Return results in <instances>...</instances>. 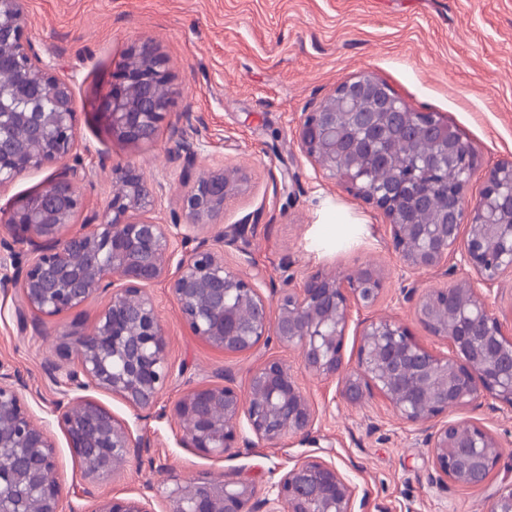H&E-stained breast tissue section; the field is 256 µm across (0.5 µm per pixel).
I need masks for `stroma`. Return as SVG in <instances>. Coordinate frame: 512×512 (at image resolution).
<instances>
[{"instance_id":"obj_1","label":"stroma","mask_w":512,"mask_h":512,"mask_svg":"<svg viewBox=\"0 0 512 512\" xmlns=\"http://www.w3.org/2000/svg\"><path fill=\"white\" fill-rule=\"evenodd\" d=\"M27 37L35 51L72 88L79 152L89 170L78 185L82 219L112 199L116 165H135L150 186H163L159 218L179 209V194L203 172L221 166L246 170V190L226 200L211 234L242 218L254 234L227 250L244 274L262 270L265 297L276 306L284 278L302 285L325 269L366 265L387 274L372 318L407 325L423 343L434 339L402 298L405 281L433 288V271H409L392 249L387 219L338 180L319 175L302 156L298 126L335 88L367 73L418 112H436L475 149L476 174L467 197L477 196L484 172L512 158V0H28ZM153 42L166 57L175 101L155 142L135 148L113 138L99 119L100 98L134 43ZM198 120L193 165L170 160L174 131L186 115ZM166 332L173 378L148 415H135L111 395L95 399L126 420L148 447L141 459L99 481V494L146 486L171 489L195 477L249 480L270 493L285 467L312 456L337 468L369 493L368 512H487L496 491L512 486V414L493 411L489 397L450 412L491 429L504 445L485 485L436 486L426 448L381 398L349 404L336 381L298 369L319 408L315 443L287 439L257 443L216 458L182 447L172 408L191 386L232 375L248 388L251 371L277 354L275 343L238 354L211 348L183 330L165 284L152 287ZM19 293L0 294V363L23 374L24 396L38 421H50L54 389L43 365L57 359L60 334L74 322L91 324L103 306L96 298L50 323L43 335L21 334L14 309Z\"/></svg>"}]
</instances>
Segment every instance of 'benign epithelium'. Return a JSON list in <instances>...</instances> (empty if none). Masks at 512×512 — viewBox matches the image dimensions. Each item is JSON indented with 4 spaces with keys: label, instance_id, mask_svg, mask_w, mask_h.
<instances>
[{
    "label": "benign epithelium",
    "instance_id": "7a95c632",
    "mask_svg": "<svg viewBox=\"0 0 512 512\" xmlns=\"http://www.w3.org/2000/svg\"><path fill=\"white\" fill-rule=\"evenodd\" d=\"M25 0H0V73L14 78L18 97L34 91L54 102L50 112H1L0 126L15 132L0 141V189L23 173L56 166L45 186L9 203L8 234H0V258L11 272L0 291L21 294L15 309L22 331L43 334L45 321L70 313L90 299L109 295L93 326L71 324L60 337L61 362L46 375L57 397L50 415L85 478L95 483L124 470L149 444L89 390L120 399L137 414L153 410L172 378L167 339L150 288L165 282L182 328L226 354L273 340L298 353L300 365L339 384L343 397L360 403L383 399L397 419L422 436L432 458L431 481L475 487L486 482L503 452L498 436L448 411L486 394L493 410L512 414V325L491 312L489 286L512 276V159L485 171L474 203L465 188L476 166L474 150L447 119L416 112L384 83L361 76L335 90L299 123L302 154L317 170L336 177L354 194L381 210L389 221L393 250L407 270L448 275V257L471 274L419 292L402 289L418 321L445 350L418 340L399 322H359L356 363L344 360L343 344L353 312L369 310L382 296L385 274L360 266L338 275L316 273L299 288L279 289L276 311L261 291L265 275L244 276L224 259V246L254 232L245 218L226 233L208 235L224 216V200L239 194L247 176L219 167L200 175L181 192L171 222L155 216L157 192L132 166L112 168L117 186L107 208L73 227L84 202L77 185L85 174L77 153V115L70 85L58 78L26 36ZM174 100L166 59L153 44L133 45L99 116L112 136L133 146L154 142ZM395 125L406 135L423 133L432 152L422 164H400L387 142ZM171 159L192 161L196 143L181 131L172 137ZM455 167L451 183L435 187L428 170ZM391 168L384 192L369 182L374 169ZM433 209L435 224H417L412 212ZM20 371L0 364V457L15 461L0 471V512H366L368 492L336 464L313 457L286 468L271 493L259 497L243 480L205 477L178 483L159 500L147 486L124 498L97 496L86 485L77 496L87 507L63 510L65 489L55 473L57 444L34 421L23 396ZM184 424L182 442L204 454L226 455L251 446L241 438V419L260 442L291 437L309 440L319 416L294 367L269 356L251 372L248 395L222 384L189 388L173 407ZM489 512H512V488L491 497Z\"/></svg>",
    "mask_w": 512,
    "mask_h": 512
}]
</instances>
